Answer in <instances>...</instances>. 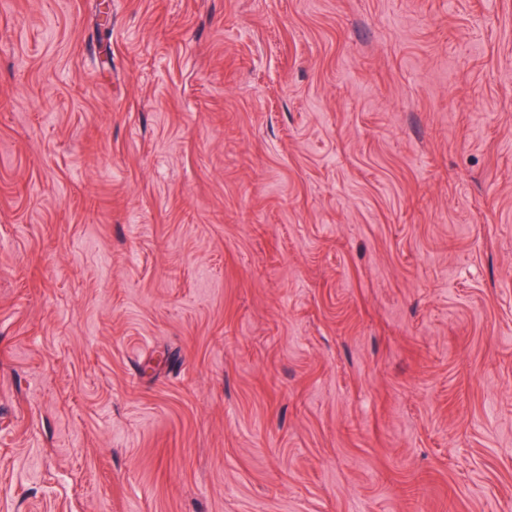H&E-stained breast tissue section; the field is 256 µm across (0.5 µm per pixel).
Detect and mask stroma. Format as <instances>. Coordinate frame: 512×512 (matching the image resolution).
<instances>
[{
    "instance_id": "obj_1",
    "label": "stroma",
    "mask_w": 512,
    "mask_h": 512,
    "mask_svg": "<svg viewBox=\"0 0 512 512\" xmlns=\"http://www.w3.org/2000/svg\"><path fill=\"white\" fill-rule=\"evenodd\" d=\"M0 512H512V0H0Z\"/></svg>"
}]
</instances>
